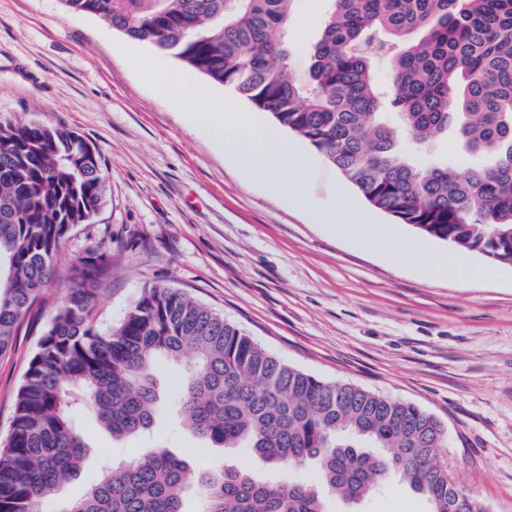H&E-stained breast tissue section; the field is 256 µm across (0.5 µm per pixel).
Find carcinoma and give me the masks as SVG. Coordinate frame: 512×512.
<instances>
[{
    "label": "carcinoma",
    "instance_id": "obj_1",
    "mask_svg": "<svg viewBox=\"0 0 512 512\" xmlns=\"http://www.w3.org/2000/svg\"><path fill=\"white\" fill-rule=\"evenodd\" d=\"M129 38L178 58L297 134L375 209L428 237L512 264V0H331L305 79L288 72L299 0H164L146 16L116 0H64ZM386 63L389 79L379 77ZM487 162L418 165L448 129ZM108 192L97 150L40 123H0V356L46 301L57 253ZM112 277L92 249L29 361L0 443V512H39L75 479L86 445L73 412L92 409L116 439L149 432L159 358L189 354L182 422L224 448H249L285 472L317 465L320 486L269 483L222 463L197 478L199 512H329L327 496L360 501L395 472L430 504L457 512L461 492L441 456L443 422L421 407L328 382L275 356L179 289L146 288L102 330L96 298ZM381 448L383 453L369 452ZM188 465L165 448L102 470L60 512H185Z\"/></svg>",
    "mask_w": 512,
    "mask_h": 512
}]
</instances>
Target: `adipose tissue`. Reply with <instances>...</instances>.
I'll return each instance as SVG.
<instances>
[{
    "mask_svg": "<svg viewBox=\"0 0 512 512\" xmlns=\"http://www.w3.org/2000/svg\"><path fill=\"white\" fill-rule=\"evenodd\" d=\"M154 89L166 99L191 101L195 121L214 138L223 141L225 150L241 163L244 176L266 175L267 188L277 195H291L288 181L278 177V170L287 168L297 151L285 138H270L267 127L250 113L238 111L232 102L216 108L205 89L190 88L184 78L164 65L153 69Z\"/></svg>",
    "mask_w": 512,
    "mask_h": 512,
    "instance_id": "ef3b65f1",
    "label": "adipose tissue"
}]
</instances>
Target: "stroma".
<instances>
[{
    "mask_svg": "<svg viewBox=\"0 0 512 512\" xmlns=\"http://www.w3.org/2000/svg\"><path fill=\"white\" fill-rule=\"evenodd\" d=\"M328 5L302 0L290 21L294 77L308 73ZM156 63L223 100V86L97 16L70 12L63 0H0V121L75 131L96 148L109 180L103 206L72 229L58 257L65 269L89 247L109 252L112 278L97 301L98 326L120 322L147 286L182 289L285 362L438 417L453 481L482 512H512V265L500 266L495 280L468 281L460 267L486 258L459 250L454 268L434 269L448 243L373 209L301 139L281 175L297 178L310 208L292 207L267 191L264 178L241 176L223 142L194 123L190 104L155 94ZM326 209L338 224L315 220L314 211ZM362 224L378 225L401 250L358 245ZM53 314V303L43 305L0 357L1 440ZM154 370L161 402L149 435L116 440L93 411L76 413L86 459L62 497L82 496L103 464L155 447L185 459L195 476L221 460L280 477L250 449L219 448L186 430L178 413L184 364L161 360ZM358 509L427 512V504L393 475Z\"/></svg>",
    "mask_w": 512,
    "mask_h": 512,
    "instance_id": "obj_1",
    "label": "stroma"
}]
</instances>
